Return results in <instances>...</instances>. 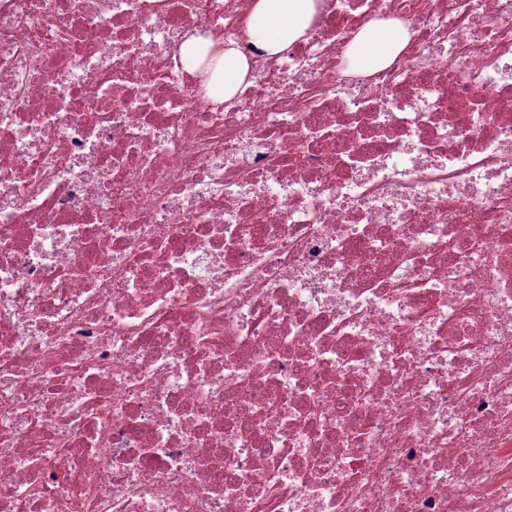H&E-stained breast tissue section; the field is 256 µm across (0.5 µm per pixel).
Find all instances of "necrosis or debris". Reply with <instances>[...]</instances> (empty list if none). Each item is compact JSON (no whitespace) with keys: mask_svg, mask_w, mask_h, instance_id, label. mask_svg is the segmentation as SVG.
<instances>
[{"mask_svg":"<svg viewBox=\"0 0 512 512\" xmlns=\"http://www.w3.org/2000/svg\"><path fill=\"white\" fill-rule=\"evenodd\" d=\"M249 15L0 0V512H512V0ZM247 36L268 56H275L308 31L318 0H251ZM409 31L401 24L372 25L357 35L347 50L357 70L375 72L386 67L407 46ZM218 67L208 83V95L224 101L233 97L251 74V64L233 43L224 44L217 55Z\"/></svg>","mask_w":512,"mask_h":512,"instance_id":"4bbe7bcc","label":"necrosis or debris"}]
</instances>
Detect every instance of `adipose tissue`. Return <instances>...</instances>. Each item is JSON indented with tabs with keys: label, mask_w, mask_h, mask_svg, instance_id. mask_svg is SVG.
<instances>
[{
	"label": "adipose tissue",
	"mask_w": 512,
	"mask_h": 512,
	"mask_svg": "<svg viewBox=\"0 0 512 512\" xmlns=\"http://www.w3.org/2000/svg\"><path fill=\"white\" fill-rule=\"evenodd\" d=\"M317 0H252L247 35L264 54L274 56L300 40L316 13ZM409 31L400 24L372 25L357 35L347 50L351 65L375 72L386 67L407 46ZM218 67L208 83L209 96L230 99L251 74V64L234 43L217 55Z\"/></svg>",
	"instance_id": "obj_1"
}]
</instances>
